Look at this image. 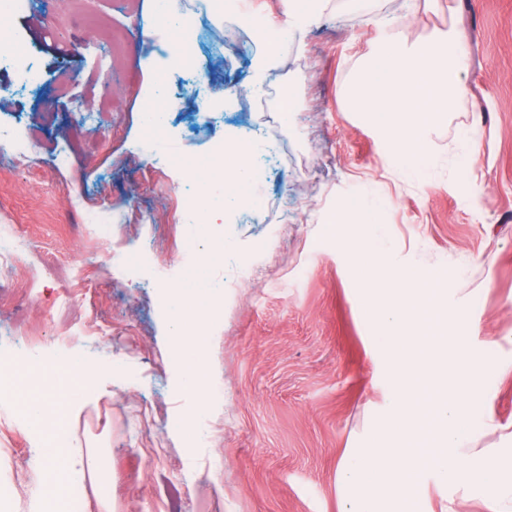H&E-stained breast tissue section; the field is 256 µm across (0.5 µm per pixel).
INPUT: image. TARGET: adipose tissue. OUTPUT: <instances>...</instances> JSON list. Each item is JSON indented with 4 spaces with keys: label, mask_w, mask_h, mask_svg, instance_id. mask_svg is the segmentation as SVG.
<instances>
[{
    "label": "adipose tissue",
    "mask_w": 512,
    "mask_h": 512,
    "mask_svg": "<svg viewBox=\"0 0 512 512\" xmlns=\"http://www.w3.org/2000/svg\"><path fill=\"white\" fill-rule=\"evenodd\" d=\"M224 191L201 190L206 222L222 221L241 202L249 185L254 148L235 132L220 149ZM326 224L349 227V247L357 261L366 309L383 333L389 381L388 405L374 420L376 444L349 448L336 465L338 512H512V428L501 425L480 392L487 374L508 367L465 352V310L436 306L431 277L411 268L389 269L380 261L376 226L351 201L327 214ZM223 290L210 277L191 279L164 294L170 317V354L179 365L177 388L193 404L183 413L180 434L187 447L202 445L211 408L208 327H195L201 306H214ZM109 368L75 349H43L16 389L24 426L39 444L35 458L43 475L45 500L62 497L73 478L99 479L90 449L75 444L71 420L97 393ZM60 387L63 401L46 397L44 386ZM499 433V448H474L477 432Z\"/></svg>",
    "instance_id": "adipose-tissue-1"
}]
</instances>
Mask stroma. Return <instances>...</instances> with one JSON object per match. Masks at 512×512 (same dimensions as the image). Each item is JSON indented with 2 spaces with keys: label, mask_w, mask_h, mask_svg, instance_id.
I'll return each mask as SVG.
<instances>
[{
  "label": "stroma",
  "mask_w": 512,
  "mask_h": 512,
  "mask_svg": "<svg viewBox=\"0 0 512 512\" xmlns=\"http://www.w3.org/2000/svg\"><path fill=\"white\" fill-rule=\"evenodd\" d=\"M125 2L83 0L81 13L62 16L54 0H31L6 19L33 48L44 81L18 92L0 70V119L41 143L20 163L0 140V234L28 248L25 265H0V357L31 342L111 354L116 373L71 431L111 477L114 512H336L337 459L366 445L388 384L348 227L325 224L327 212L354 200L376 214L383 264L440 275V305L468 314L469 348L512 365V0H359L354 8L330 0L266 88L271 96L290 86L303 101L292 115L271 114L290 160L273 169L248 220L234 210L223 224L184 210V195L198 190L186 170L140 156L141 93L158 85L177 101L164 150L209 156L227 129L248 126L249 113L222 111L221 92L229 77L248 85L264 48L225 39L224 13H200L194 55L210 90L197 102L186 77L154 51L153 0H134L130 11ZM88 13L128 31L129 87L110 91L104 126L82 122L74 106L107 92L93 75L107 49L85 32ZM366 15L384 26H365ZM451 25L468 37V93L433 126L422 182L388 165L385 143L344 94L377 41L418 44ZM473 127L485 141L466 169ZM62 151L69 164L59 168ZM191 236L203 251L232 241L258 272L224 291L212 326L211 436L189 449L177 421L190 402L174 391L161 297L180 282L161 270ZM128 244L154 258L132 280L110 260ZM74 258L83 265L77 278L66 273ZM90 324L97 333H86ZM18 415L16 402H0V484L8 487L0 512H35L43 480L36 439Z\"/></svg>",
  "instance_id": "stroma-1"
}]
</instances>
